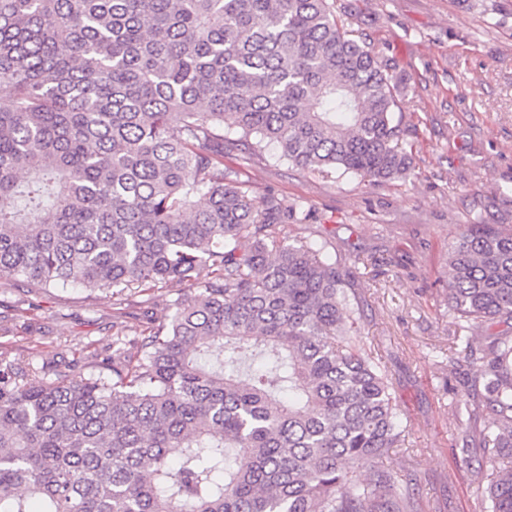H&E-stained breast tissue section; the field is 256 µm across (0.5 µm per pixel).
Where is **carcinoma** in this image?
<instances>
[{
  "mask_svg": "<svg viewBox=\"0 0 512 512\" xmlns=\"http://www.w3.org/2000/svg\"><path fill=\"white\" fill-rule=\"evenodd\" d=\"M406 89L330 0H0V275L178 288L107 373L0 357V512H408L383 465L396 398L350 340L357 270L286 242L309 215L255 205L224 166L272 145L303 171L401 178ZM511 218L448 250L461 321H512ZM460 340L493 414L483 495L512 512V338L480 357Z\"/></svg>",
  "mask_w": 512,
  "mask_h": 512,
  "instance_id": "obj_1",
  "label": "carcinoma"
}]
</instances>
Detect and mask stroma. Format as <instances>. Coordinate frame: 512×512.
Listing matches in <instances>:
<instances>
[{"instance_id":"obj_1","label":"stroma","mask_w":512,"mask_h":512,"mask_svg":"<svg viewBox=\"0 0 512 512\" xmlns=\"http://www.w3.org/2000/svg\"><path fill=\"white\" fill-rule=\"evenodd\" d=\"M355 37L390 58L408 79L402 122L417 127L414 168L369 183L300 171L268 150L263 160L224 155L254 201L274 194L310 214L289 238L328 242L337 263L359 268L348 285L360 304L357 340L387 372L405 426L385 464L399 477L409 512H486L477 472L494 462L481 446L493 416L467 399L475 373L455 363L458 335L484 348L500 323L459 326L448 310L447 256L460 225L495 190H512V0H336ZM174 289L90 291L34 288L0 278V354L52 372L75 363L94 371L122 361L112 343L121 319L136 339L139 317L174 311Z\"/></svg>"}]
</instances>
